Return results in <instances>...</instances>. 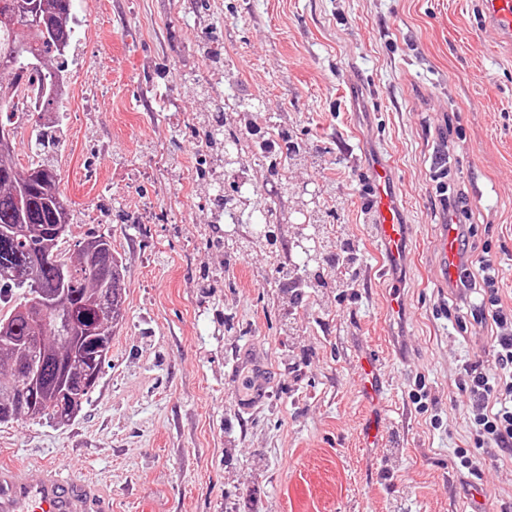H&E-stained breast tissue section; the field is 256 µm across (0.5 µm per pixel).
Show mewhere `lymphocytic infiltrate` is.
<instances>
[{"label": "lymphocytic infiltrate", "instance_id": "lymphocytic-infiltrate-1", "mask_svg": "<svg viewBox=\"0 0 512 512\" xmlns=\"http://www.w3.org/2000/svg\"><path fill=\"white\" fill-rule=\"evenodd\" d=\"M471 232L463 227L461 272L457 287L480 286L488 293V314L497 334L496 361L493 369L470 364L461 385L469 400L470 434L476 447H495L512 453V310L504 309L498 295L499 271L490 253L471 258Z\"/></svg>", "mask_w": 512, "mask_h": 512}]
</instances>
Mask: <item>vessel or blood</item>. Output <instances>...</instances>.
<instances>
[{
    "label": "vessel or blood",
    "mask_w": 512,
    "mask_h": 512,
    "mask_svg": "<svg viewBox=\"0 0 512 512\" xmlns=\"http://www.w3.org/2000/svg\"><path fill=\"white\" fill-rule=\"evenodd\" d=\"M482 19L499 39L512 42V0H483ZM369 213L374 235L381 246L379 269L401 270L407 258L409 227L402 223L394 196V178L389 166L373 162L369 176ZM445 281H456L460 264L457 225H444L435 242ZM363 378L359 395L375 415L363 426L364 445L378 442L386 429V421L377 417L384 388L378 375L379 355L371 350L359 354ZM238 369L248 370L254 391L241 403L243 413L256 409L267 395L272 370L265 353L247 348L236 355ZM0 512H110L100 490L92 479L64 473L54 465L0 464Z\"/></svg>",
    "instance_id": "1"
}]
</instances>
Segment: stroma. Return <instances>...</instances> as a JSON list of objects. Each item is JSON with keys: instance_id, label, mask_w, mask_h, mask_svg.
I'll list each match as a JSON object with an SVG mask.
<instances>
[{"instance_id": "35a3bbf8", "label": "stroma", "mask_w": 512, "mask_h": 512, "mask_svg": "<svg viewBox=\"0 0 512 512\" xmlns=\"http://www.w3.org/2000/svg\"><path fill=\"white\" fill-rule=\"evenodd\" d=\"M482 0H75L64 108L52 139L16 132L17 161L56 169L73 234L111 233L125 264L112 357L77 417L0 426V459L58 464L100 480L112 512H463L480 486L512 512V454L477 448L460 389L467 364L493 367L479 295L441 279L440 186L464 194L475 255L490 251L512 308V49L481 26ZM259 136L291 133L284 192ZM237 131L249 204L271 207L282 244L226 226L212 195L224 166L203 128ZM392 167L410 228L388 315L366 219L369 152ZM317 194L308 205L298 192ZM326 215L357 248L354 290L293 287L280 272L295 224ZM274 379L241 413L230 379L244 343ZM382 358L389 424L359 431L361 346ZM477 460L474 473L458 455Z\"/></svg>"}]
</instances>
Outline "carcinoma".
<instances>
[{
  "label": "carcinoma",
  "mask_w": 512,
  "mask_h": 512,
  "mask_svg": "<svg viewBox=\"0 0 512 512\" xmlns=\"http://www.w3.org/2000/svg\"><path fill=\"white\" fill-rule=\"evenodd\" d=\"M73 0H0V130L15 125L9 91L22 77L36 75L47 86L66 72V53L73 39ZM37 56L40 67H26ZM207 138L224 149V171L237 165L239 138L224 133V119L209 121ZM267 210L253 206L240 211V223L264 224ZM58 224H71L70 210L59 189L58 174L44 163L17 167L10 141L0 140V296L22 290L19 302L0 314L10 330L0 334V425L49 417L60 423L81 411L91 387V369L102 370L111 352L98 350L124 321V262L112 248V236L98 234L78 242L77 256L63 254L66 235L56 236ZM345 243L330 255L327 266L288 264L282 273L314 288L328 285L326 269L340 268ZM65 295L86 310L99 332L83 335L60 317L32 321L19 309L35 300Z\"/></svg>",
  "instance_id": "1"
}]
</instances>
